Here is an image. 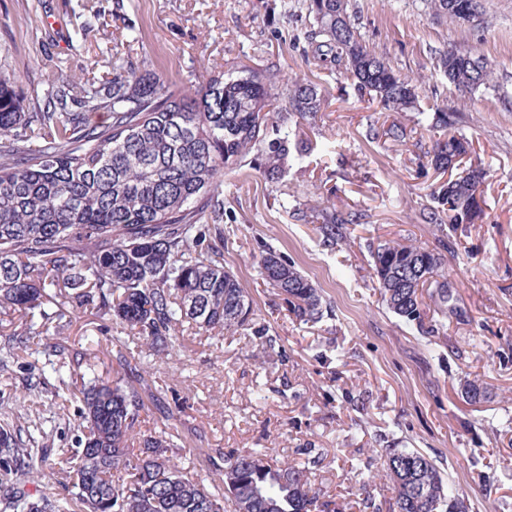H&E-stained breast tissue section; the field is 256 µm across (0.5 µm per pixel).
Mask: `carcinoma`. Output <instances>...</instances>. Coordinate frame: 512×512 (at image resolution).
<instances>
[{
	"mask_svg": "<svg viewBox=\"0 0 512 512\" xmlns=\"http://www.w3.org/2000/svg\"><path fill=\"white\" fill-rule=\"evenodd\" d=\"M435 15L452 22L481 17V0H431ZM317 29L313 57L345 69L358 90L388 112L417 108L418 81L401 73L362 41L351 23L347 0H311ZM438 68L448 83L469 91L494 86L493 72L468 53L449 51ZM195 88L171 84L153 73L115 68L112 78L83 86L55 79L38 112L24 111L8 82L0 79V325L19 319L30 330L53 315L49 305H94L99 317L122 326L140 352L169 355L184 324L224 335L245 325L251 306L233 273L224 269L220 224L224 171L238 168L256 150L267 155L271 177L284 174L289 134L271 139L273 114L293 112L313 119L321 96L311 83L294 81L273 93L270 77L244 68L235 78L200 75ZM82 95L86 112L69 111ZM106 110L109 121L90 113ZM445 109L431 128L448 130L426 164L448 174L434 192L430 221L448 232L434 247L406 238L385 239L373 249V275L395 315L425 326L423 290L437 312L455 311L442 269L453 233L484 214L478 188L483 169L471 159L473 142ZM329 244L343 238L360 217L327 206L316 215ZM262 275L304 323L324 318L319 289L280 254L267 250ZM78 412L79 450L58 461V474L72 484L69 496L3 482L5 512H336V501L312 491L311 470L282 464L271 448H251L232 457L219 453L215 469L223 493L188 476L168 455L172 435L135 437L141 397L126 373L83 385ZM139 447H134V440ZM49 435L35 436L20 424L0 425V469L25 462ZM389 512H468L449 494L439 468L424 454L390 448Z\"/></svg>",
	"mask_w": 512,
	"mask_h": 512,
	"instance_id": "cac0c4a2",
	"label": "carcinoma"
}]
</instances>
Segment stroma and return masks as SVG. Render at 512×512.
Returning <instances> with one entry per match:
<instances>
[{
  "label": "stroma",
  "mask_w": 512,
  "mask_h": 512,
  "mask_svg": "<svg viewBox=\"0 0 512 512\" xmlns=\"http://www.w3.org/2000/svg\"><path fill=\"white\" fill-rule=\"evenodd\" d=\"M310 0H0V78L26 111H36L57 73L83 83L105 74V62L189 82L204 70L237 76L257 66L288 81L316 84L325 103L315 119L278 115L289 131L288 168L264 173V156L248 154L226 173L224 266L246 292L251 314L235 333L217 337L191 325L181 347L164 357L133 356L131 338L92 308H70L62 331H48L20 350L0 330V425L22 422L46 431L10 484L25 487L39 470L47 493L67 496L51 472L70 455L79 433L78 385L58 389L49 352L66 341L87 377L108 378L131 355V381L143 400L142 433L173 436L175 461L192 468L210 491L216 449L233 455L274 449L323 460L311 475L341 512H387L386 449L416 450L439 467L470 512H512V0H481L477 25L436 17L428 0H348V13L370 50L419 78L418 110L387 112L361 95L330 62L314 59L317 25ZM451 50L481 58L495 85L468 93L436 65ZM459 109L461 132L487 171L481 186L487 216L464 228L448 253L456 313L430 334L392 313L372 275L371 251L396 236L435 242L428 215L446 174L425 164L435 109ZM410 129L404 142L383 139L391 123ZM362 214L338 244H324L315 223L296 210L326 204ZM272 248L319 288L327 316L302 323L261 276ZM276 340L264 347L265 337ZM487 388L472 404L466 383ZM263 399H256V392Z\"/></svg>",
  "instance_id": "1"
}]
</instances>
